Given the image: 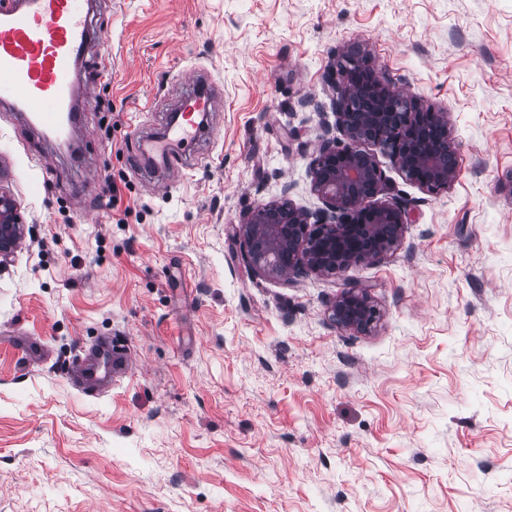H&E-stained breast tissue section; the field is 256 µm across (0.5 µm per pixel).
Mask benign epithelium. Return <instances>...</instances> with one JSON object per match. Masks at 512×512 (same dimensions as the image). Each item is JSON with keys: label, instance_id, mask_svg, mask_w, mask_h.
<instances>
[{"label": "benign epithelium", "instance_id": "obj_1", "mask_svg": "<svg viewBox=\"0 0 512 512\" xmlns=\"http://www.w3.org/2000/svg\"><path fill=\"white\" fill-rule=\"evenodd\" d=\"M328 81L336 94V127L344 142L323 140L312 161L313 188L324 208L306 212L291 202L250 211L242 224L241 255L258 275L287 282L308 273L333 276L371 263L396 247L406 224V205L393 199L374 203L385 178L374 146L387 153L405 178L431 192L448 187L456 168L439 159L429 139L435 127L448 131V113L404 103L384 85L367 58L346 52ZM365 101L358 122L353 100ZM22 227L12 201L0 196V258L12 252ZM340 326L364 332L379 319L370 289L352 286L333 305Z\"/></svg>", "mask_w": 512, "mask_h": 512}]
</instances>
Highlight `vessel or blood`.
<instances>
[{
  "instance_id": "obj_1",
  "label": "vessel or blood",
  "mask_w": 512,
  "mask_h": 512,
  "mask_svg": "<svg viewBox=\"0 0 512 512\" xmlns=\"http://www.w3.org/2000/svg\"><path fill=\"white\" fill-rule=\"evenodd\" d=\"M87 0H0V103L27 113L49 134L62 135L74 109L71 72L84 63L93 34ZM201 80L189 77L176 116L150 142L151 153L169 171L189 169L190 158L173 155L169 136L193 142L201 138L202 120L213 107ZM128 366L125 353H112L104 368L88 360L72 362L70 375L83 388L104 394Z\"/></svg>"
}]
</instances>
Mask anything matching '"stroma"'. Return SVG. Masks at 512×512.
<instances>
[{
  "mask_svg": "<svg viewBox=\"0 0 512 512\" xmlns=\"http://www.w3.org/2000/svg\"><path fill=\"white\" fill-rule=\"evenodd\" d=\"M92 16L106 38L80 70L96 97L76 151L0 106V194L24 226L0 263V512H512V0H95ZM350 49L447 113L457 178L429 192L375 150L384 199L406 204L400 244L332 277L256 275L244 215L322 206L325 74ZM188 70L216 134L189 170H159L163 192L140 147ZM348 285L370 288L371 331L333 321ZM104 338L131 362L94 397L67 365Z\"/></svg>",
  "mask_w": 512,
  "mask_h": 512,
  "instance_id": "stroma-1",
  "label": "stroma"
}]
</instances>
